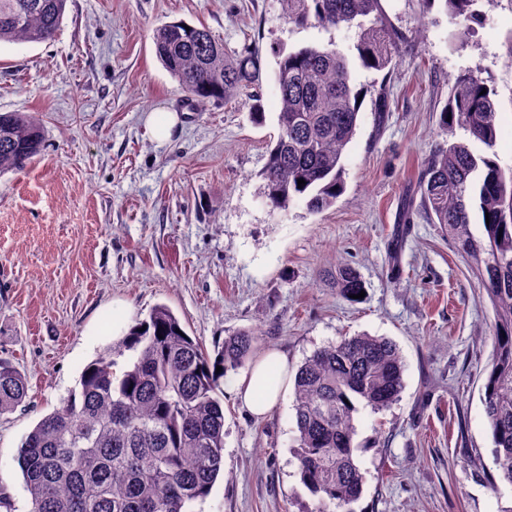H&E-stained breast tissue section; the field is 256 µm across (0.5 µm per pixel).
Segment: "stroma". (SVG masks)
I'll list each match as a JSON object with an SVG mask.
<instances>
[{
    "label": "stroma",
    "instance_id": "35a3bbf8",
    "mask_svg": "<svg viewBox=\"0 0 512 512\" xmlns=\"http://www.w3.org/2000/svg\"><path fill=\"white\" fill-rule=\"evenodd\" d=\"M405 38V61L363 69L355 33L295 29L279 0H68L47 43L0 45V112H36L44 149L26 171L0 176V358L28 381L0 415V490L29 512L16 454L26 434L77 389L84 367L117 346L112 305L132 322L169 306L214 350L227 332L259 329L261 352L289 371L342 336L391 339L405 388L381 412L355 416L364 493L353 512H503L512 485L497 466L481 400L491 368L493 313L481 282L436 224L403 223L422 160L444 134L439 112L457 75L494 88L501 166H512V0H480L483 22L459 33L441 4L382 0ZM205 26L226 52L261 59L255 125L241 95L190 105L159 62L156 26ZM351 59L361 116L343 164L345 189L320 212L271 210L261 172L278 135V51L329 43ZM387 93L391 110L378 115ZM177 115L167 138L151 116ZM357 271L363 298L330 278ZM220 388L224 473L193 512H309L291 445L294 396L250 416Z\"/></svg>",
    "mask_w": 512,
    "mask_h": 512
}]
</instances>
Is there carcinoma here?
I'll use <instances>...</instances> for the list:
<instances>
[{
  "label": "carcinoma",
  "instance_id": "obj_1",
  "mask_svg": "<svg viewBox=\"0 0 512 512\" xmlns=\"http://www.w3.org/2000/svg\"><path fill=\"white\" fill-rule=\"evenodd\" d=\"M443 4L464 33L480 18L479 0ZM67 0H0V43L51 41ZM296 28L356 29L360 66L382 71L402 59L404 38L389 27L382 0H281ZM156 54L189 99L224 103L252 87L261 63L244 52L232 58L203 26L184 21L155 27ZM279 135L261 173L268 206L278 212L303 202L331 207L344 189L343 154L359 121L363 91L353 84L346 55L334 43L277 57ZM495 96L475 72L458 75L440 112L442 130H463L482 146L440 144L422 165L417 211L440 225L493 312V354L482 401L499 480L512 485V167H502ZM37 115L0 113V175L25 171L40 156ZM305 184L298 185V180ZM489 215L484 236L471 232L470 213ZM345 296L364 288L356 270L336 269ZM259 333L234 331L209 354L165 304L134 325L123 354L134 359L121 375L108 350L85 366L79 389L25 436L17 461L31 497L30 512H192L224 472V407L216 390L230 371L253 358ZM222 367L216 372V367ZM405 387L404 361L388 338L342 336L315 350L294 375L301 480L316 497L314 512H351L363 493L356 463L355 414L380 412ZM27 397L26 378L0 359V415Z\"/></svg>",
  "mask_w": 512,
  "mask_h": 512
}]
</instances>
